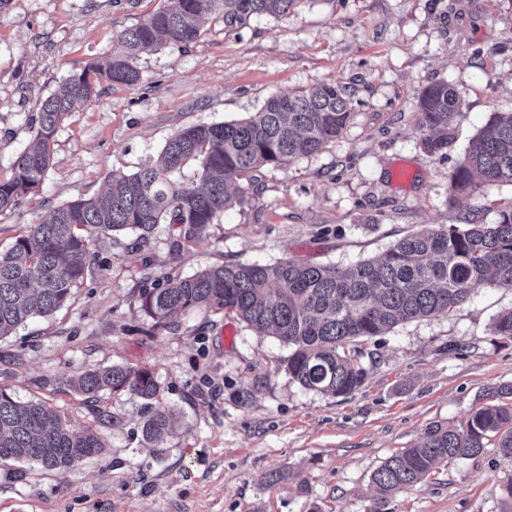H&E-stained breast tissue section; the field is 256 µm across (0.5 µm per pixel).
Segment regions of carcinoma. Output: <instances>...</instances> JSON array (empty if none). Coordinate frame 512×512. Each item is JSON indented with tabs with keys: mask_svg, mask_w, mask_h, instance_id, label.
<instances>
[{
	"mask_svg": "<svg viewBox=\"0 0 512 512\" xmlns=\"http://www.w3.org/2000/svg\"><path fill=\"white\" fill-rule=\"evenodd\" d=\"M296 0H162L159 7L117 37V47L83 71L70 74L37 105L35 145L0 180V212L19 206L38 191L53 161L54 136L79 106L92 102L101 81L134 86L142 79L140 51L155 46L186 47L201 34L204 18L224 14L234 24L253 16L280 17ZM350 103L339 84L272 96L242 121L193 124L170 137L156 160L133 174L112 177L111 187L89 198L57 206L50 218L31 224L0 251V338L34 317L68 306L95 264L96 243L126 230L150 243L159 224L173 228L171 247L202 243L216 216L243 202L261 170L309 156L338 138L350 120ZM420 127L429 132L430 154L448 146L463 111L455 89L444 81L418 96ZM193 178L176 175L189 162ZM512 184V112H494L449 178L453 194L473 195L482 186ZM484 286L512 287V204L498 210L492 224L467 220L423 228L394 243L376 260L341 269L301 259L206 266L189 277L170 278L139 292L138 309L156 327L175 314L213 309L233 314L258 331H269L292 348L283 360L302 387L347 396L364 385L360 338L389 333L396 326L452 311ZM490 332L512 339V310L498 315ZM93 403L101 394L132 392L155 400L160 384L146 369L121 364L95 367L67 381ZM488 403L475 409L465 426L433 423L413 447L388 457L371 475L378 496L368 512H388L390 500L423 481L436 465L476 458L487 445L512 462V383L488 389ZM176 413L152 411L143 421L146 441L172 432ZM103 444L93 427L74 429L41 402H20L0 389V461L36 463L63 475L73 473Z\"/></svg>",
	"mask_w": 512,
	"mask_h": 512,
	"instance_id": "cac0c4a2",
	"label": "carcinoma"
}]
</instances>
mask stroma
Wrapping results in <instances>:
<instances>
[{
    "label": "stroma",
    "instance_id": "stroma-1",
    "mask_svg": "<svg viewBox=\"0 0 512 512\" xmlns=\"http://www.w3.org/2000/svg\"><path fill=\"white\" fill-rule=\"evenodd\" d=\"M161 2L11 0L0 14V179L34 139L35 102L111 54ZM139 67V84L101 83L58 128L39 192L0 213V248L60 204L104 191L113 172L138 171L185 126L242 120L272 95L322 82L344 86L351 119L321 151L264 169L202 244L172 250L165 224L144 248L131 233L105 241L69 307L0 339V388L104 442L68 476L0 462V512H367L386 458L431 423L464 424L488 388L512 383V340L489 331L512 309V288L477 289L453 311L361 342L368 377L345 397L279 369L290 350L275 336L205 310L156 329L136 295L208 265L345 267L424 226L494 223L512 185L455 197L449 175L490 115L512 112V0H297L288 15L231 27L214 13L195 43L145 50ZM442 80L464 107L432 155L416 102ZM113 363L153 372L154 407L179 415L174 435L144 443L146 409L133 394H103L112 421L100 424L68 388L74 373ZM280 468L288 479L268 484ZM510 481L512 463L490 446L438 466L390 509L501 512Z\"/></svg>",
    "mask_w": 512,
    "mask_h": 512
}]
</instances>
